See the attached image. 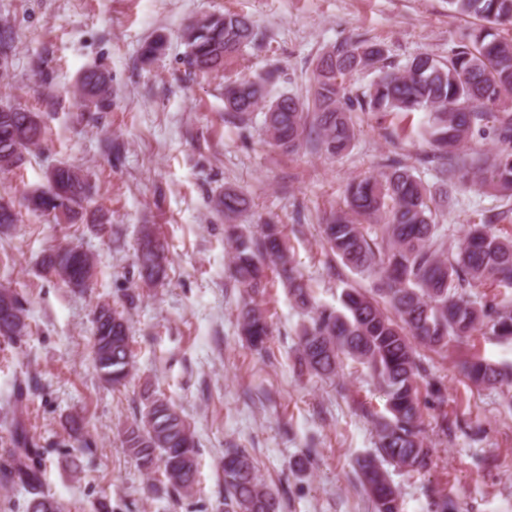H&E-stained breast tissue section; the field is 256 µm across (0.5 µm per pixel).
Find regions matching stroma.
<instances>
[{"mask_svg": "<svg viewBox=\"0 0 512 512\" xmlns=\"http://www.w3.org/2000/svg\"><path fill=\"white\" fill-rule=\"evenodd\" d=\"M228 10L248 14L262 42L225 77L276 69L277 94L304 93L317 56L336 42L384 43L401 65L424 52L447 57L470 28L448 0H0V28L14 34L0 69V104L38 113L46 131L41 150L0 173V198L17 202L44 188L51 167L66 162L87 176L90 209L109 217L101 234L80 220L25 210L0 235V285L19 294L29 324L19 340L0 339V417L19 383L39 380L24 418L45 450V487L66 512H98L103 503L112 512H218L228 448L249 450L261 478L279 489L284 512H373L356 459L374 446L370 416L384 413V392L349 359L332 380L294 372L296 330L308 314L276 274L258 297L273 332L264 351L248 346L237 329L243 294L230 277L224 219L210 199L233 188L251 203L240 219L248 230L271 217L283 224L314 304L338 306L346 285L373 282L327 254L322 219L341 206L350 181L378 174L389 158L436 183L434 167L422 161L429 147L416 135L425 115L407 118V137L395 140L397 119L356 111L357 136L344 154L330 158L311 147L283 154L267 143L260 121L243 128L226 120L225 77H184L183 28ZM157 36L164 54L142 63L141 45ZM95 65L112 76V106L102 112L83 110L75 97ZM146 224L165 238L170 257L164 283L150 289L136 266ZM439 224L452 241L469 224L512 236V198L452 188ZM60 245L93 258L90 290L43 272V256ZM130 294L134 369L115 387L92 362L93 316L98 305L127 304ZM473 354L512 364V341L477 333L422 358L428 379L446 389L453 427L437 434L434 405L425 403L428 468L390 471L401 512H431L437 491L457 499L461 512H512V410L497 390L464 377L459 363ZM148 390L179 406L194 432L192 496L150 486L123 446L120 429L138 416Z\"/></svg>", "mask_w": 512, "mask_h": 512, "instance_id": "1", "label": "stroma"}]
</instances>
